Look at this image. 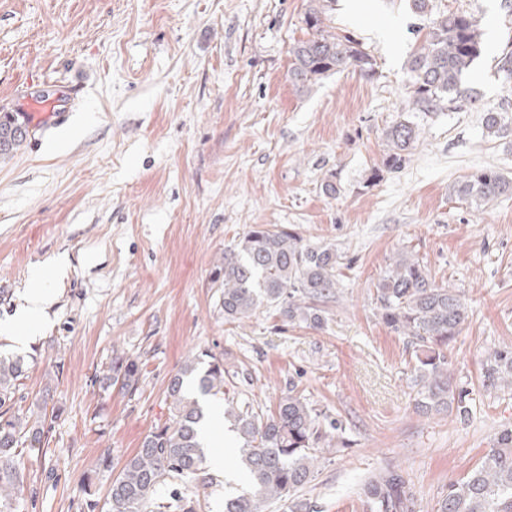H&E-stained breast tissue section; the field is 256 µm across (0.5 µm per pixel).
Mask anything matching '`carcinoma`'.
Wrapping results in <instances>:
<instances>
[{"mask_svg":"<svg viewBox=\"0 0 512 512\" xmlns=\"http://www.w3.org/2000/svg\"><path fill=\"white\" fill-rule=\"evenodd\" d=\"M333 0H307L303 21L310 38L296 42L289 54L288 82L305 93L323 79L344 72L375 76V60L349 32L331 25ZM433 0H410L412 13L423 19L416 29L420 43L404 64L411 111L426 115L475 104L462 87L463 75L484 52L481 20L467 11H433ZM482 133L498 137L512 125L508 113L482 112ZM386 150L371 179L395 173L406 163L419 138L417 124L404 116L383 131ZM25 127L8 112L0 114V156L16 149ZM458 200L479 208L512 195V178L493 168L472 172L452 186ZM343 256L333 244H312L286 224H254L231 246L211 272L221 289L224 322L234 323L260 307L275 308L283 321L322 329L329 304L340 288ZM381 319L409 339L416 365L413 401L418 411H456L469 406L450 376L448 350L468 317L464 295L436 284L430 270L408 250L399 251L375 284ZM20 357H0V512H19L23 500L27 451L46 443V403L23 411L15 407L18 382L26 377ZM224 360L203 349L188 356L167 386L169 417L144 437L140 447L113 476L104 503L86 502L87 512H202L199 494L217 482L206 465L200 440L204 408L186 389L196 384L202 396L224 398ZM140 357L114 351L102 382L126 395L139 390ZM512 384V345L498 349L483 367V386ZM224 413L234 419L243 439L240 462L251 490L224 501V512H268L280 502L287 512H310L299 492L314 478L321 445L338 420L288 388L273 409L254 408L247 399H226ZM357 496L369 512H417L414 486L402 471L386 468L363 479ZM437 512H512V429L494 439V447L459 481L448 484Z\"/></svg>","mask_w":512,"mask_h":512,"instance_id":"carcinoma-1","label":"carcinoma"}]
</instances>
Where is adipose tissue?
Instances as JSON below:
<instances>
[{"label":"adipose tissue","instance_id":"obj_1","mask_svg":"<svg viewBox=\"0 0 512 512\" xmlns=\"http://www.w3.org/2000/svg\"><path fill=\"white\" fill-rule=\"evenodd\" d=\"M43 282V268L34 269L31 283L23 292V306L16 310L12 321L0 325V336L8 342L31 346L40 339L48 311L57 299L56 291L44 287Z\"/></svg>","mask_w":512,"mask_h":512}]
</instances>
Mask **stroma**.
<instances>
[{
  "label": "stroma",
  "mask_w": 512,
  "mask_h": 512,
  "mask_svg": "<svg viewBox=\"0 0 512 512\" xmlns=\"http://www.w3.org/2000/svg\"><path fill=\"white\" fill-rule=\"evenodd\" d=\"M306 0H0V113L58 96L69 112L0 158V322L32 269L67 255L37 345L1 356L31 361L18 393L46 397L57 419L45 456L28 464L24 512H84L95 476L114 471L169 416L170 377L209 348L224 390L269 409L299 391L343 427L327 440L303 496L314 512H364L368 475L402 469L418 512H436L450 482L512 428V388L482 385V363L512 343V196L476 209L448 188L480 168L512 176V130L485 139L483 108L512 114L497 59L512 43L502 0H436L481 20L485 54L464 80L476 107L417 114L404 167L370 181L382 132L407 112L404 60L417 41L408 0H336V27L377 61L368 79L334 75L297 93L288 51L307 38ZM335 177L336 197L320 184ZM254 224H291L333 243L342 288L324 329L289 325L261 308L228 324L210 272ZM437 284L458 289L468 318L448 373L469 393L467 417L418 412L407 339L381 320L374 285L402 249ZM140 357L134 396L95 376L113 350ZM111 471L95 473L101 456ZM232 452L205 512L247 489Z\"/></svg>",
  "instance_id": "obj_1"
}]
</instances>
